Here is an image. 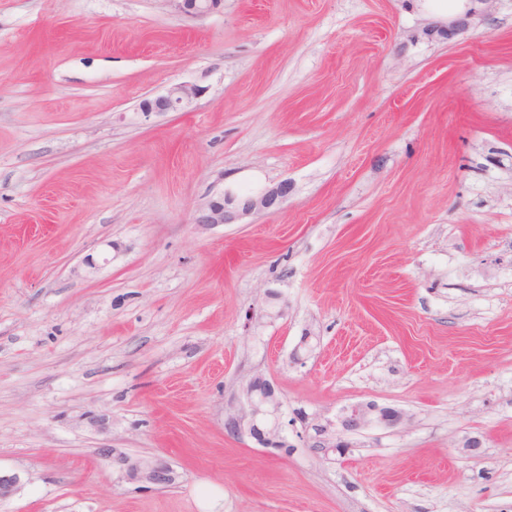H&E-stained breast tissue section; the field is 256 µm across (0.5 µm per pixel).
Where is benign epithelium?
I'll return each instance as SVG.
<instances>
[{"mask_svg": "<svg viewBox=\"0 0 512 512\" xmlns=\"http://www.w3.org/2000/svg\"><path fill=\"white\" fill-rule=\"evenodd\" d=\"M177 10L192 18L205 17L224 7V0H172ZM474 11L468 9L448 22L447 35L453 36L469 28ZM199 95V90L188 84H175L164 94L144 99L139 110L149 115L153 112H175L190 107ZM288 196V183L265 190L252 196H238L225 193L210 200L200 208L194 223L203 225L234 224L246 216L261 211L276 210ZM247 406L236 412H230L224 420L225 429L235 435H247L263 448H286L288 442L283 435V400L281 393L261 374L249 378L245 387ZM404 414L391 407L375 403H358L346 407L339 417V425L345 432L357 431L374 425L390 428L398 425ZM320 438L313 447L324 452H339L348 444L337 439L324 437L325 427L317 429ZM101 456L127 467L130 475L154 486H164L171 482L172 471L162 463H131L122 456H113V449H101ZM19 482L15 474L0 473V502L9 499L16 491Z\"/></svg>", "mask_w": 512, "mask_h": 512, "instance_id": "1", "label": "benign epithelium"}]
</instances>
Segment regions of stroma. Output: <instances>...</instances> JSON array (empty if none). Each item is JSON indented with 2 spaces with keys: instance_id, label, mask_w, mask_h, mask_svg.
Wrapping results in <instances>:
<instances>
[{
  "instance_id": "35a3bbf8",
  "label": "stroma",
  "mask_w": 512,
  "mask_h": 512,
  "mask_svg": "<svg viewBox=\"0 0 512 512\" xmlns=\"http://www.w3.org/2000/svg\"><path fill=\"white\" fill-rule=\"evenodd\" d=\"M475 10L0 0V512H512V0ZM257 373L288 449L224 430ZM367 402L405 419L342 433ZM173 2L181 14L192 18H202L224 8V0H173ZM199 95V90L188 84H175L164 94L153 98L144 99L140 105V112L151 114L152 112H175L189 108ZM287 196V182H281L256 196L224 193L200 208L194 223L203 225L236 224L239 220L256 212L278 209ZM101 456L108 460H115L116 463L126 466L130 475L138 481L152 484L154 486H164L171 482L172 471L170 467L162 463L153 462H135L131 463L122 456L114 458L113 449H101Z\"/></svg>"
}]
</instances>
